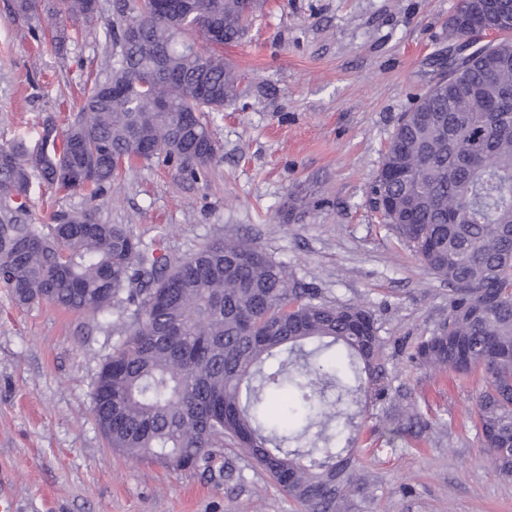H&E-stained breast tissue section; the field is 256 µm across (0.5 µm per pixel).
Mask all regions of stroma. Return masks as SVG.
<instances>
[{"label":"stroma","instance_id":"1","mask_svg":"<svg viewBox=\"0 0 512 512\" xmlns=\"http://www.w3.org/2000/svg\"><path fill=\"white\" fill-rule=\"evenodd\" d=\"M44 26L0 0V144L36 141L68 114L107 50L103 23ZM457 0H266L245 39L223 48L241 75L215 113L221 151L207 182L136 164L105 196H33L34 223L96 206L101 220L159 241L172 258L238 236L288 263L322 298L369 308L392 390L358 425L367 489L355 512H512V480L494 475L471 418L479 375L459 380L410 358L448 314L430 274L368 203L398 118L448 58ZM107 314L17 306L0 288V496L15 512H300L233 448L210 471H176L110 448L92 415L102 359L118 340ZM415 411L413 432L392 434Z\"/></svg>","mask_w":512,"mask_h":512}]
</instances>
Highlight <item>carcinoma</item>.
I'll use <instances>...</instances> for the list:
<instances>
[{
    "mask_svg": "<svg viewBox=\"0 0 512 512\" xmlns=\"http://www.w3.org/2000/svg\"><path fill=\"white\" fill-rule=\"evenodd\" d=\"M194 16L154 11L149 0H113L112 41L78 112L47 115L35 145L0 147V288L20 306L115 316L122 336L93 382L92 412L109 447L207 469L213 449L238 448L303 512H351L364 491L357 438L345 431L390 381L372 313L318 297L287 263L243 239H216L173 260L125 224L92 210H61L34 224V187L102 195L134 163L177 165L205 179L218 149L210 116L239 76L220 48L247 34L264 0H195ZM503 4L451 18L448 73L403 113L370 186L382 213L420 263L448 283V316L412 358L460 377L477 371L481 445L494 473L512 479V27ZM59 20L91 21L97 0H15ZM222 38L204 53L197 38ZM497 34L485 41L480 34ZM184 112L196 126L179 128ZM65 168L83 169L79 181ZM321 427L310 449L286 445ZM347 435L344 444L336 436Z\"/></svg>",
    "mask_w": 512,
    "mask_h": 512,
    "instance_id": "cac0c4a2",
    "label": "carcinoma"
}]
</instances>
